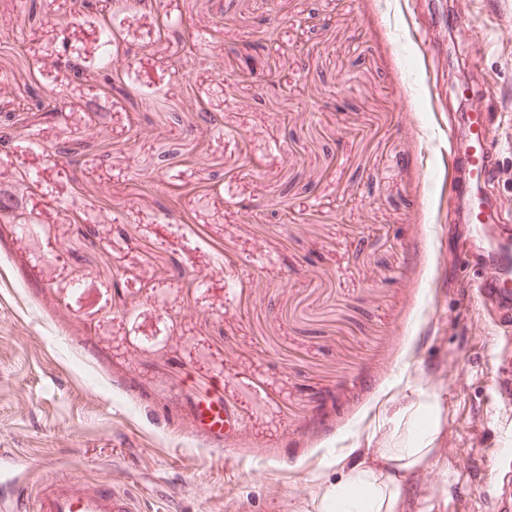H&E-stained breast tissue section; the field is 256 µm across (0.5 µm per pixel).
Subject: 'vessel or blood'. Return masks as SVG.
<instances>
[{
  "label": "vessel or blood",
  "instance_id": "1",
  "mask_svg": "<svg viewBox=\"0 0 512 512\" xmlns=\"http://www.w3.org/2000/svg\"><path fill=\"white\" fill-rule=\"evenodd\" d=\"M489 116L480 105H473L463 126L449 133L452 161L458 170L448 184V193L465 205L464 221L471 225L476 237L492 234L496 246L474 247L464 257L466 264L483 268V296L501 309L504 318L501 329H512V227L494 222L493 201L480 195L481 187L492 184L498 177L497 165L488 145ZM0 497L6 500L10 512H136L134 499L114 491L111 481L96 482L75 490L70 478L31 486L16 479L13 472H0Z\"/></svg>",
  "mask_w": 512,
  "mask_h": 512
}]
</instances>
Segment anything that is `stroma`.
I'll list each match as a JSON object with an SVG mask.
<instances>
[{
	"label": "stroma",
	"instance_id": "stroma-1",
	"mask_svg": "<svg viewBox=\"0 0 512 512\" xmlns=\"http://www.w3.org/2000/svg\"><path fill=\"white\" fill-rule=\"evenodd\" d=\"M63 2L33 26L0 0V92L35 76L68 113L0 162L36 218L0 222V462L22 457L36 483L111 479L141 512H315L352 467H387L428 397L430 450L401 471L395 512H492L477 462L512 485L496 394L512 376L493 368L512 366V333L462 262L448 134L468 83L498 165L485 192L512 225V0H465L459 27L452 0L141 6L120 24V77L164 99L152 112L57 65ZM165 11L182 42L160 35ZM262 16L277 33L227 86ZM202 107L224 133L197 124ZM252 266L264 278L240 279ZM203 390L231 408L222 434Z\"/></svg>",
	"mask_w": 512,
	"mask_h": 512
}]
</instances>
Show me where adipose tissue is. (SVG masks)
Segmentation results:
<instances>
[{"mask_svg": "<svg viewBox=\"0 0 512 512\" xmlns=\"http://www.w3.org/2000/svg\"><path fill=\"white\" fill-rule=\"evenodd\" d=\"M432 434L431 413L428 407L418 406L404 438L381 454L397 468H410L426 454ZM399 493L397 476L361 467L326 487L315 508L317 512H393Z\"/></svg>", "mask_w": 512, "mask_h": 512, "instance_id": "ef3b65f1", "label": "adipose tissue"}]
</instances>
